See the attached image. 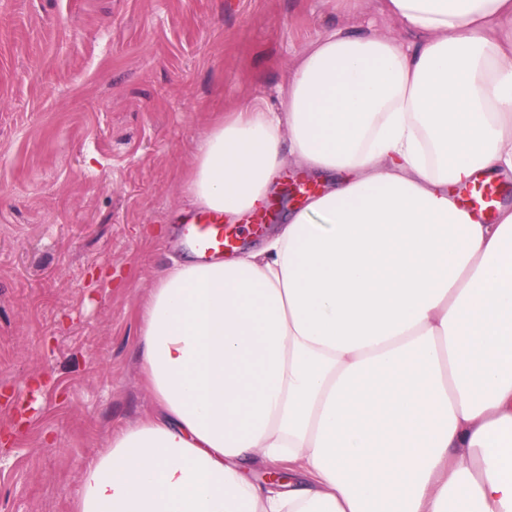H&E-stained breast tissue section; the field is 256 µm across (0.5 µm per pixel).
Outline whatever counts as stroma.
<instances>
[{
    "mask_svg": "<svg viewBox=\"0 0 512 512\" xmlns=\"http://www.w3.org/2000/svg\"><path fill=\"white\" fill-rule=\"evenodd\" d=\"M339 26L414 38L380 0H0V512H70L154 413L137 309L192 256L194 139Z\"/></svg>",
    "mask_w": 512,
    "mask_h": 512,
    "instance_id": "obj_1",
    "label": "stroma"
}]
</instances>
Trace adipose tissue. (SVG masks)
<instances>
[{"instance_id":"ef3b65f1","label":"adipose tissue","mask_w":512,"mask_h":512,"mask_svg":"<svg viewBox=\"0 0 512 512\" xmlns=\"http://www.w3.org/2000/svg\"><path fill=\"white\" fill-rule=\"evenodd\" d=\"M416 38L339 27L277 104L196 136L187 206L234 216L286 163L329 189L139 309L157 412L110 435L72 512H512V0H383ZM261 465L286 483L251 481ZM508 192L504 195L494 182H488L485 177L474 176L462 183L456 192L460 207L470 211L481 220L490 222L493 219L498 205L501 203L512 206V174L503 181Z\"/></svg>"}]
</instances>
